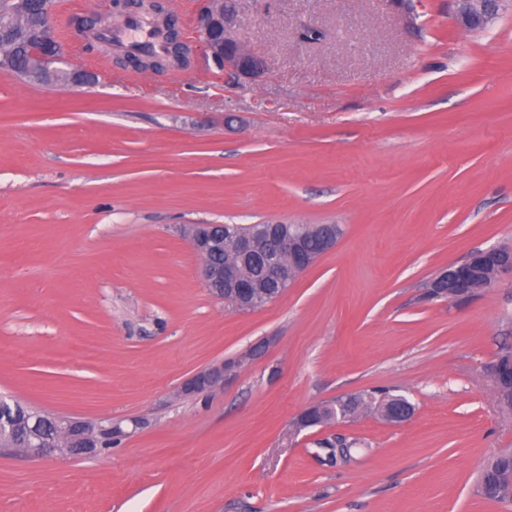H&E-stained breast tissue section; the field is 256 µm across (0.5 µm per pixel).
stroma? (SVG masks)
<instances>
[{"instance_id": "obj_1", "label": "stroma", "mask_w": 512, "mask_h": 512, "mask_svg": "<svg viewBox=\"0 0 512 512\" xmlns=\"http://www.w3.org/2000/svg\"><path fill=\"white\" fill-rule=\"evenodd\" d=\"M93 4L55 19L98 85L0 74V397L123 434L94 457L0 451V512H512L476 493L512 448L486 375L512 275L461 303L423 290L512 244V15L463 32L451 0H238L268 70L234 84L82 52L70 18ZM275 221L342 234L261 309L213 298L178 226ZM222 362L223 387L176 398ZM376 387L412 417L296 430ZM336 435L360 444L328 464ZM512 450L506 449L500 451L488 460L487 464L482 468L477 485V494L488 501L495 503H505L506 499L503 496V491L497 489L496 475L502 460L511 456Z\"/></svg>"}]
</instances>
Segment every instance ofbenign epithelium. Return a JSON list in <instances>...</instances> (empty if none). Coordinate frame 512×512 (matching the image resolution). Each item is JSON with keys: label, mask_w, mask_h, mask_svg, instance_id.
<instances>
[{"label": "benign epithelium", "mask_w": 512, "mask_h": 512, "mask_svg": "<svg viewBox=\"0 0 512 512\" xmlns=\"http://www.w3.org/2000/svg\"><path fill=\"white\" fill-rule=\"evenodd\" d=\"M106 15L146 12L168 36L167 51L153 60L124 55L116 64L137 71L159 74L173 68L188 70L198 56L218 61L224 76L234 82L255 81L267 71L264 58L239 40L236 34V0H203L197 19L198 40L182 39L167 0H104ZM454 22L457 26L476 31L494 23L503 14L512 13V0H454ZM54 2L46 0L42 14L30 29L35 44L28 70L5 67L3 73L26 79L32 75L53 78L64 75L73 88H89L97 83L94 73L67 65L69 46L58 41L54 33ZM318 234L323 249L314 251L306 246L305 237ZM183 235L201 261V276L211 296L224 301L238 311H252L280 298L296 279L319 258L334 248L336 227L332 224L305 225L300 232H290L288 224L272 222L247 233L227 229L225 224H191L183 227ZM262 260L263 275L251 273V264ZM512 271V257L501 248L492 247L472 253L467 260L440 270L430 281L434 296L450 302L473 295L478 273L487 272L495 281L504 272ZM236 364L221 363L199 370L181 387L189 395L224 385V378ZM61 438L51 442L34 439L21 452L34 458L57 457L65 451L71 458L94 455L96 436L104 427L102 420L60 419Z\"/></svg>", "instance_id": "1"}]
</instances>
